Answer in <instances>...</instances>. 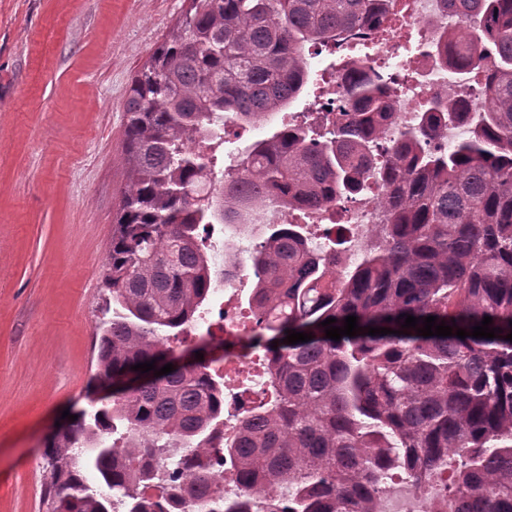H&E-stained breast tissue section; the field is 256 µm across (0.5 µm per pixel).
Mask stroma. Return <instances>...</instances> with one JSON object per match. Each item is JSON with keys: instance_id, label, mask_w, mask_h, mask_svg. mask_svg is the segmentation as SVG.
I'll use <instances>...</instances> for the list:
<instances>
[{"instance_id": "obj_1", "label": "stroma", "mask_w": 512, "mask_h": 512, "mask_svg": "<svg viewBox=\"0 0 512 512\" xmlns=\"http://www.w3.org/2000/svg\"><path fill=\"white\" fill-rule=\"evenodd\" d=\"M187 7L0 0V512H46L44 438L90 406L124 103Z\"/></svg>"}]
</instances>
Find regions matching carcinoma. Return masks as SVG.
<instances>
[{
	"label": "carcinoma",
	"instance_id": "1",
	"mask_svg": "<svg viewBox=\"0 0 512 512\" xmlns=\"http://www.w3.org/2000/svg\"><path fill=\"white\" fill-rule=\"evenodd\" d=\"M135 74L124 104L128 184L112 217L102 269L109 292L88 394L112 390L50 432L43 461L50 512H249V499L288 489L292 512H376L385 480L414 488L448 473V512H512V0H447L466 19L442 36L448 72L481 83L480 112L433 96L419 121L384 147L389 101L379 78L346 74L351 109L279 125L251 143L235 173L217 176L211 126L264 124L314 81L309 49L382 15L386 0H188ZM495 50L492 68L479 45ZM466 119L441 148L435 130ZM394 187L384 222L343 275L328 243L309 245L290 221L253 250L251 311L265 325L239 339L271 354L268 390L224 448V340L183 338L213 288L203 249L214 225L245 226L271 199L284 212L325 209L365 186L373 161ZM417 327L405 329L407 316ZM361 331L335 341L321 322ZM427 316L468 332L492 318L493 339L418 335ZM394 333L376 336L368 327ZM312 340L289 344L287 332ZM182 338L203 359L184 362ZM155 361L154 376L132 369ZM226 467L233 493L219 489Z\"/></svg>",
	"mask_w": 512,
	"mask_h": 512
}]
</instances>
